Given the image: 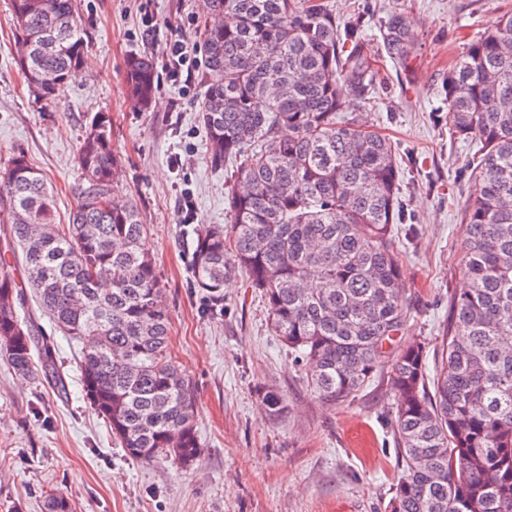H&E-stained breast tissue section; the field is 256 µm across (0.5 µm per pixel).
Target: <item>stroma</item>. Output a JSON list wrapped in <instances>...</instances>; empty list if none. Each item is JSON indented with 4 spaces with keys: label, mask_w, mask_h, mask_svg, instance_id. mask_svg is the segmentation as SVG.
I'll return each mask as SVG.
<instances>
[{
    "label": "stroma",
    "mask_w": 512,
    "mask_h": 512,
    "mask_svg": "<svg viewBox=\"0 0 512 512\" xmlns=\"http://www.w3.org/2000/svg\"><path fill=\"white\" fill-rule=\"evenodd\" d=\"M202 0H76L88 42L87 67L47 104L35 101L15 64L10 0H0V164L13 150L52 186L66 223L82 187L76 147L96 113L112 121L122 158L114 186L134 200L164 288L170 348L197 389V459L183 467L125 455L88 404L80 347L48 318L37 333L54 341L66 373L58 391L42 370L29 379L0 361V512H45L46 496L73 512H389L398 479L393 397L385 370L350 401L331 405L307 387L274 335L260 292L244 274L224 283V313L213 317L193 286L195 225L228 221L232 166L211 165L198 110L204 92ZM337 16L359 15L363 49L379 71L349 110L392 143L409 225H396L403 250L407 316L398 346L428 347L435 368L451 319L450 297L464 286L460 226L475 186L463 166L479 142L448 126L443 82L466 44L512 0H331ZM403 12L413 29L405 61L388 58L381 24ZM181 36L190 80L171 75L165 43ZM152 55L158 90L148 111L126 91L128 55ZM191 204L194 221L182 208ZM286 405L270 414L264 395Z\"/></svg>",
    "instance_id": "35a3bbf8"
}]
</instances>
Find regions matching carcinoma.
I'll return each instance as SVG.
<instances>
[{
	"mask_svg": "<svg viewBox=\"0 0 512 512\" xmlns=\"http://www.w3.org/2000/svg\"><path fill=\"white\" fill-rule=\"evenodd\" d=\"M16 65L40 102L87 51L75 0H11ZM208 87L199 105L209 158L234 167L230 225L194 231L195 286L209 312L235 270L261 291L277 336L325 402L355 396L387 367L402 476L391 512H512V12L490 21L448 69V124L477 138L464 164L478 183L462 225L466 288L453 295L441 366L413 343L389 356L403 328L401 249L406 223L390 141L344 115L345 86L371 85L362 24L340 25L326 0H208ZM382 40L393 60L412 49L410 22L393 12ZM129 101L146 110L157 90L147 55L126 62ZM83 188L68 223L24 153L0 166V360L29 378L35 337L18 305L26 274L40 310L82 345L90 405L127 455L189 466L200 441L197 394L169 350L163 288L131 202L112 198L121 159L112 123L94 116L79 140ZM42 365L60 390L50 346Z\"/></svg>",
	"mask_w": 512,
	"mask_h": 512,
	"instance_id": "carcinoma-1",
	"label": "carcinoma"
}]
</instances>
